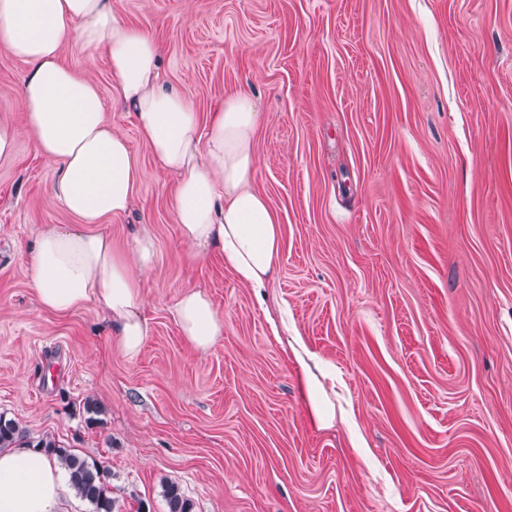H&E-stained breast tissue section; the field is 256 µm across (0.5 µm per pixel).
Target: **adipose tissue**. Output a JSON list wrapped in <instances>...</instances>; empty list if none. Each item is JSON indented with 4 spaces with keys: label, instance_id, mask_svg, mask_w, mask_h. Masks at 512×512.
<instances>
[{
    "label": "adipose tissue",
    "instance_id": "obj_1",
    "mask_svg": "<svg viewBox=\"0 0 512 512\" xmlns=\"http://www.w3.org/2000/svg\"><path fill=\"white\" fill-rule=\"evenodd\" d=\"M70 38L106 58L117 105L131 113L156 163L173 175L172 205L187 259L219 251L225 267L254 288L272 278L281 249L277 217L253 187L263 115L241 90L200 124L191 102L163 80L158 43L115 14L112 0H0V46L28 66L18 99L24 126L0 123V158L11 157L19 133H27L56 168L52 200L78 218L38 231L27 251L30 285L38 304L57 314L94 304L118 350L134 360L149 336L141 280L157 244L150 226L140 225L123 256L111 236L93 229L130 208L141 172L126 138L106 121L97 85L61 63ZM174 313L198 352L224 334L223 318L200 290H184ZM66 492L60 464L40 450L0 451V512H59Z\"/></svg>",
    "mask_w": 512,
    "mask_h": 512
}]
</instances>
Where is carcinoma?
Instances as JSON below:
<instances>
[{
    "instance_id": "carcinoma-1",
    "label": "carcinoma",
    "mask_w": 512,
    "mask_h": 512,
    "mask_svg": "<svg viewBox=\"0 0 512 512\" xmlns=\"http://www.w3.org/2000/svg\"><path fill=\"white\" fill-rule=\"evenodd\" d=\"M21 447L37 448L57 460L65 470L75 496L91 504L92 512H118L116 500L112 497V475L108 468L95 459L72 452L51 436H43L33 443L16 421L0 415V449ZM163 497L168 512H193V503L176 483L164 485Z\"/></svg>"
}]
</instances>
